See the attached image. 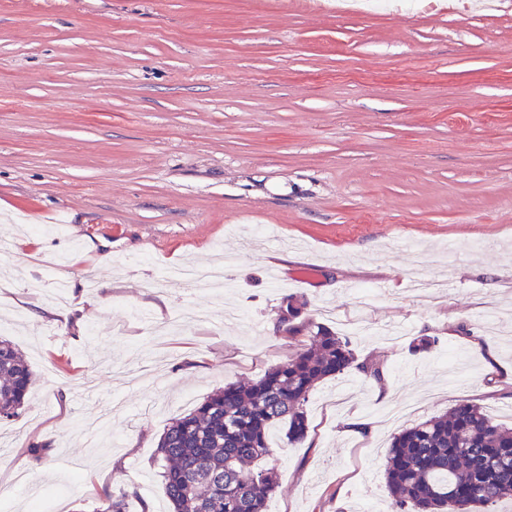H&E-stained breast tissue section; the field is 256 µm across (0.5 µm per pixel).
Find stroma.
<instances>
[{
  "mask_svg": "<svg viewBox=\"0 0 512 512\" xmlns=\"http://www.w3.org/2000/svg\"><path fill=\"white\" fill-rule=\"evenodd\" d=\"M1 242L35 379L0 512H170L161 434L293 356L291 295L390 393L348 372L304 441L272 428L267 512H390L394 434L462 400L512 426V0H0Z\"/></svg>",
  "mask_w": 512,
  "mask_h": 512,
  "instance_id": "obj_1",
  "label": "stroma"
}]
</instances>
